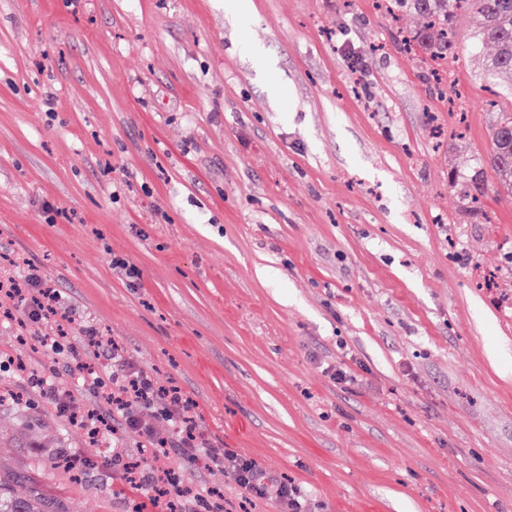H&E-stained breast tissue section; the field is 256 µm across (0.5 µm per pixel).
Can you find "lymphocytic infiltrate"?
I'll return each instance as SVG.
<instances>
[{
  "instance_id": "f902f5d3",
  "label": "lymphocytic infiltrate",
  "mask_w": 512,
  "mask_h": 512,
  "mask_svg": "<svg viewBox=\"0 0 512 512\" xmlns=\"http://www.w3.org/2000/svg\"><path fill=\"white\" fill-rule=\"evenodd\" d=\"M0 299L6 301L5 318L19 324L53 322V334L40 337V345L58 353L67 340V328L75 320L74 311L61 294L43 279L35 269L21 276L0 281ZM86 346L94 363H78L84 384L98 396V406L88 412L85 425L90 444L95 448L112 447L119 437V428L138 430L140 446L151 458L137 473L122 471L121 481L131 483L151 504L166 502L170 512H190L189 504L195 493L169 482L162 459L170 448H177L183 460L203 472L216 468L229 471L245 499H275L284 512H304L303 493L293 482L278 479L256 461L232 453L217 455L207 446V440L197 429L191 415V402L174 387H168L155 375L129 369L119 347L105 346L95 325L85 328ZM152 409L166 420L172 434L158 436L135 414V407Z\"/></svg>"
}]
</instances>
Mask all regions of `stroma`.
Instances as JSON below:
<instances>
[{"mask_svg":"<svg viewBox=\"0 0 512 512\" xmlns=\"http://www.w3.org/2000/svg\"><path fill=\"white\" fill-rule=\"evenodd\" d=\"M252 4L0 0V258L79 316L63 354L36 342L49 323L25 346L0 323V479L48 512H132L31 382L56 370L94 407L71 358L88 320L308 512H512V193L472 209L450 182L492 149L490 100L512 111L475 17L438 83L398 42L424 24L406 9ZM165 464L202 489L193 512L281 510Z\"/></svg>","mask_w":512,"mask_h":512,"instance_id":"stroma-1","label":"stroma"}]
</instances>
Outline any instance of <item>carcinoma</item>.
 Returning <instances> with one entry per match:
<instances>
[{"mask_svg":"<svg viewBox=\"0 0 512 512\" xmlns=\"http://www.w3.org/2000/svg\"><path fill=\"white\" fill-rule=\"evenodd\" d=\"M396 7H408L428 18L413 41L421 62L446 59L454 55V23L462 12L479 18L472 33L474 47H494L483 68V78L495 81L512 78V0H393ZM512 191V116L504 115L493 131V150L487 164L460 183L464 200L475 205L486 192L488 177ZM40 500L13 496L0 481V512H45Z\"/></svg>","mask_w":512,"mask_h":512,"instance_id":"carcinoma-1","label":"carcinoma"}]
</instances>
